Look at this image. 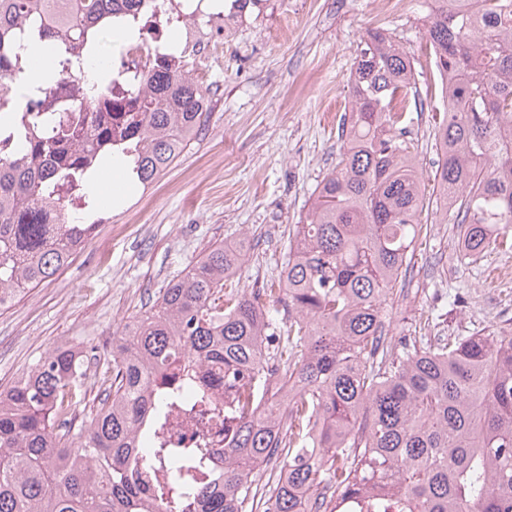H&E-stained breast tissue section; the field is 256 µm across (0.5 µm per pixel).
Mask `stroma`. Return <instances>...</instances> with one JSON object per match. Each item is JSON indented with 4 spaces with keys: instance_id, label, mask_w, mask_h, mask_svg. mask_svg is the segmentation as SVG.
I'll return each mask as SVG.
<instances>
[{
    "instance_id": "1",
    "label": "stroma",
    "mask_w": 512,
    "mask_h": 512,
    "mask_svg": "<svg viewBox=\"0 0 512 512\" xmlns=\"http://www.w3.org/2000/svg\"><path fill=\"white\" fill-rule=\"evenodd\" d=\"M428 0H262L234 28L204 26L205 51L179 47L181 69L207 91L201 132L153 184L105 209L95 246L55 278L0 309V387L10 386L61 344L112 350L120 325L182 277L219 242H246L236 278L251 291L277 279L288 234L320 181L336 166L338 126L350 111L349 75L367 29H388L413 55L418 91L408 137L425 197L437 194L435 83L420 50ZM407 295L395 303L388 338L419 335L421 312L436 309L443 336L498 329L512 318V283L499 267L512 253L461 261L457 225L423 211ZM460 294L452 305L449 295Z\"/></svg>"
}]
</instances>
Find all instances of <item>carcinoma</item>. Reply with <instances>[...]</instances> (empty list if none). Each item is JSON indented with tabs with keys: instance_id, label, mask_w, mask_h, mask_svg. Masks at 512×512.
Segmentation results:
<instances>
[{
	"instance_id": "carcinoma-1",
	"label": "carcinoma",
	"mask_w": 512,
	"mask_h": 512,
	"mask_svg": "<svg viewBox=\"0 0 512 512\" xmlns=\"http://www.w3.org/2000/svg\"><path fill=\"white\" fill-rule=\"evenodd\" d=\"M429 16L425 43L449 77L453 115L433 127L439 193L426 201L405 114L410 53L367 32L350 75L336 169L294 226L278 285L241 293L244 247L219 243L112 339V365L86 398L88 356L56 347L0 389V512H307L304 494L368 497L370 512H512V332L387 340L389 309L426 204L458 225L461 259L512 252V27L501 0ZM158 0H0V309L50 280L101 220L88 175L114 157L130 186L163 174L208 111L200 84L161 52L142 80L63 76L97 33ZM42 46L52 80L15 93ZM288 308V322L272 316ZM224 365L235 409L224 471L200 448H169L166 420L191 397L181 355ZM284 395L259 411L270 383ZM279 470L257 492L260 470Z\"/></svg>"
}]
</instances>
